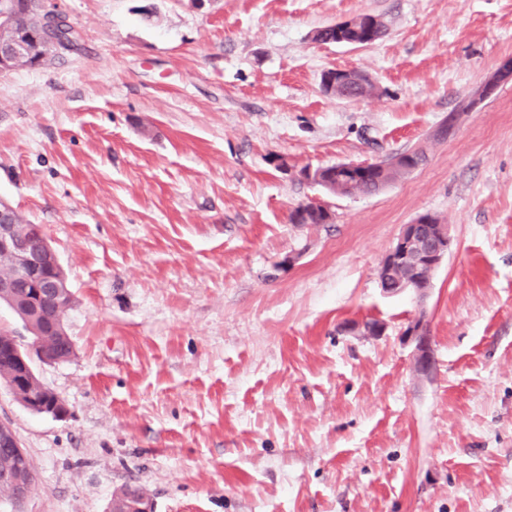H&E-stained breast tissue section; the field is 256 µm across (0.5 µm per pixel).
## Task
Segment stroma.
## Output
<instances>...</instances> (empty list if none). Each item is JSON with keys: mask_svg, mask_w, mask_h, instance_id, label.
<instances>
[{"mask_svg": "<svg viewBox=\"0 0 512 512\" xmlns=\"http://www.w3.org/2000/svg\"><path fill=\"white\" fill-rule=\"evenodd\" d=\"M55 2L78 50L0 74V199L73 294V356L32 363L66 415L0 380L36 472L18 508L139 486L154 512H512V83L469 104L512 59V0ZM359 14L386 36L315 42ZM351 68L374 95L323 91ZM414 148L371 196L300 176ZM313 199L332 222L291 223ZM425 214L448 257L426 296L384 293ZM408 336H414L416 341V362L418 371L428 374L431 368L429 338L427 328L422 319H418L407 329Z\"/></svg>", "mask_w": 512, "mask_h": 512, "instance_id": "35a3bbf8", "label": "stroma"}]
</instances>
